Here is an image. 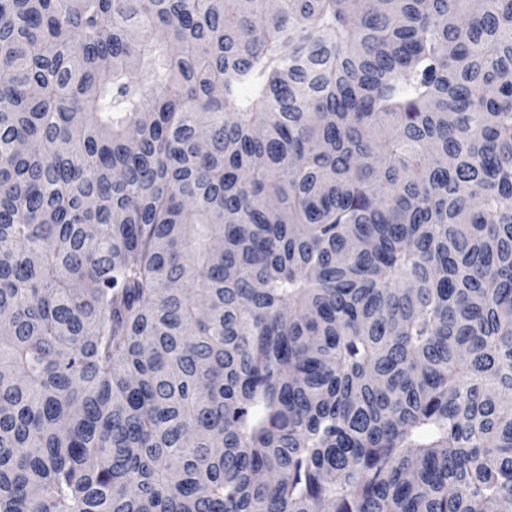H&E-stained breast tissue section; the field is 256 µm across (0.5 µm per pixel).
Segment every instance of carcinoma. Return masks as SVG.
I'll return each mask as SVG.
<instances>
[{"mask_svg":"<svg viewBox=\"0 0 512 512\" xmlns=\"http://www.w3.org/2000/svg\"><path fill=\"white\" fill-rule=\"evenodd\" d=\"M512 509V0H0V512Z\"/></svg>","mask_w":512,"mask_h":512,"instance_id":"1","label":"carcinoma"}]
</instances>
